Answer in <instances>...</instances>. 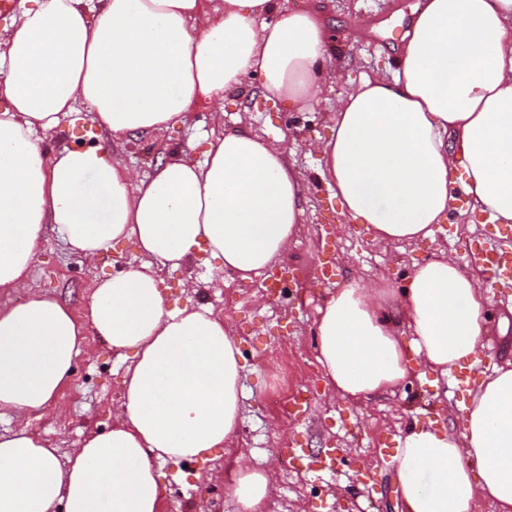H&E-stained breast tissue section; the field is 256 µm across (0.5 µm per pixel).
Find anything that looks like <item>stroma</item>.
I'll list each match as a JSON object with an SVG mask.
<instances>
[{
  "mask_svg": "<svg viewBox=\"0 0 512 512\" xmlns=\"http://www.w3.org/2000/svg\"><path fill=\"white\" fill-rule=\"evenodd\" d=\"M412 2L321 0L334 28L331 66L336 78L326 83L314 108L292 111L265 98L256 77L224 100L225 128L243 122L265 137H284L302 186L305 222L280 263L295 271L296 278L279 288L266 290L262 277L244 279L214 263L161 272L170 306L206 305L232 324L242 352L244 390L237 443L217 450L213 458L186 465L156 461L164 512H238L225 475L240 456L274 476L275 490L265 512H403L393 463L399 437L416 423L461 428L468 384L453 379L437 384L432 376H414L358 406L331 394L316 360L318 310L350 282H385L399 289L414 264L440 255L453 259L464 273L486 276L474 253L494 226L473 211L463 189H456L447 222L435 225L430 238L412 244L379 242L370 238L365 226L344 220L336 199L319 182L318 163L307 149L309 142L329 136L330 109L358 81L360 72L396 69L404 32L396 18ZM212 127L210 111L200 107L184 126L156 140L130 138L119 154L146 179L158 163L182 149H190L194 160H203L205 136ZM38 137L52 149L63 142L93 144L99 133L79 111L58 127L39 131ZM321 261L326 270L320 276L316 265ZM140 262L130 240L88 262L71 251L51 224L30 268L28 291L17 299L25 301L30 293L52 296L81 319L97 281ZM487 320L490 337L478 358L481 370L489 372L512 363V283L499 286ZM88 343V352L75 359L58 393L61 413L30 423L34 434L57 446L62 463L85 434L110 429L112 412L122 397L128 359L96 336H89ZM286 392L309 398L302 416L290 415L285 404L271 406L272 398ZM288 448L300 449V456L287 459Z\"/></svg>",
  "mask_w": 512,
  "mask_h": 512,
  "instance_id": "1",
  "label": "stroma"
}]
</instances>
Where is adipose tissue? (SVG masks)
<instances>
[{"label": "adipose tissue", "instance_id": "adipose-tissue-1", "mask_svg": "<svg viewBox=\"0 0 512 512\" xmlns=\"http://www.w3.org/2000/svg\"><path fill=\"white\" fill-rule=\"evenodd\" d=\"M25 0L0 29V512H162L156 459L212 454L241 414V352L223 316L169 309L156 266L205 252L261 274L304 221L301 186L282 140L216 120L204 161L158 164L151 180L112 157L129 137L156 139L197 105L222 113L226 94L260 76L291 109L318 105L331 33L317 4L281 0ZM393 77L375 73L339 98L329 138L310 143L348 221L387 243L430 237L456 186L475 208L512 223V0H422ZM82 104L107 143L46 151L38 131ZM56 225L95 260L133 241L140 267L99 281L82 323L55 298L14 303ZM480 279L439 258L401 292L352 282L319 310L318 360L341 397L365 400L415 370L448 374L488 335ZM130 356L124 401L108 432L86 437L68 466L28 429L53 403L85 332ZM405 512H512V368L481 378L455 434L420 425L398 440ZM239 512H262L274 485L237 464Z\"/></svg>", "mask_w": 512, "mask_h": 512}]
</instances>
